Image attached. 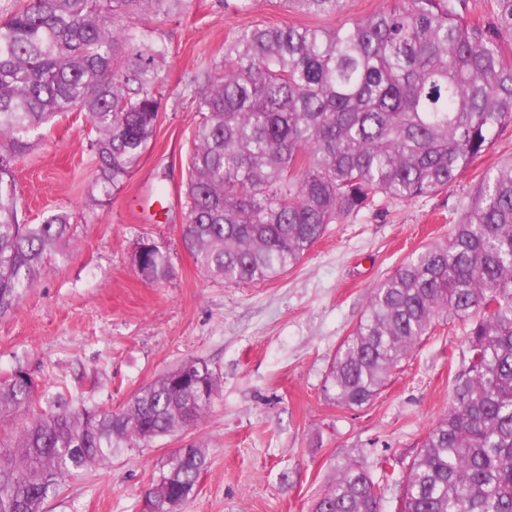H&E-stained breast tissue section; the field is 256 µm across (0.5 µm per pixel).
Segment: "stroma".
Wrapping results in <instances>:
<instances>
[{"mask_svg": "<svg viewBox=\"0 0 512 512\" xmlns=\"http://www.w3.org/2000/svg\"><path fill=\"white\" fill-rule=\"evenodd\" d=\"M383 0H346L332 16L283 10L278 0H189L159 24L170 47L154 140L110 200L90 201L95 166L84 119L62 117L13 171L28 223L64 211L69 247L47 263L15 310L0 315V376L28 371L41 400L65 392L73 406L120 409L185 359L221 380L205 417L176 436L126 448L66 481L44 512H142L143 496L172 452L191 443L207 464L185 512H310L351 458L374 476L392 472L384 512H398L407 471L447 411L465 365L462 322L421 341L369 405H337L330 363L369 293L425 245L446 238L490 167L512 156V126L447 191L378 201L338 223L278 280L232 285L204 276L182 243L186 162L197 119L187 76L220 59L224 41L256 24L332 28L361 20ZM147 238L166 250L172 276L145 282L130 261Z\"/></svg>", "mask_w": 512, "mask_h": 512, "instance_id": "stroma-1", "label": "stroma"}]
</instances>
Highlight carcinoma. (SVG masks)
<instances>
[{
    "mask_svg": "<svg viewBox=\"0 0 512 512\" xmlns=\"http://www.w3.org/2000/svg\"><path fill=\"white\" fill-rule=\"evenodd\" d=\"M187 0H10L0 5V315L34 287L68 242L66 212L19 219L15 159L69 112L83 116L106 195L155 136L169 57L157 23ZM345 0H284L288 12L336 15ZM389 0L333 29L256 25L200 68L182 240L200 271L228 284L272 281L327 225L376 205L448 189L512 126V0ZM131 261L150 282L169 257L148 240ZM468 325L467 365L448 412L412 461L398 512H512V159L490 169L443 242L424 248L369 295L338 348L326 390L350 409L372 402L437 326ZM220 381L189 358L117 412L36 405L19 368L0 380V415L24 428L0 439V512H43L65 480L121 448L148 446L201 421ZM207 462L179 449L146 492L153 512L189 501ZM311 512H382L362 463H339Z\"/></svg>",
    "mask_w": 512,
    "mask_h": 512,
    "instance_id": "cac0c4a2",
    "label": "carcinoma"
}]
</instances>
